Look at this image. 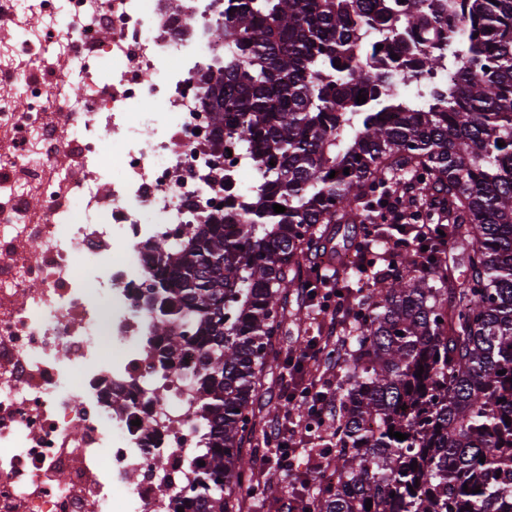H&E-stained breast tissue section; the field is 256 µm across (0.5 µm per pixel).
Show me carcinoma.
Masks as SVG:
<instances>
[{"label": "carcinoma", "instance_id": "obj_1", "mask_svg": "<svg viewBox=\"0 0 512 512\" xmlns=\"http://www.w3.org/2000/svg\"><path fill=\"white\" fill-rule=\"evenodd\" d=\"M414 2L224 3L217 35L232 52L203 77L205 104L259 186L176 232L179 246L146 243L149 344L163 370L198 356L199 460L183 494L156 486L173 512H232L252 482L262 373L342 224L356 260L336 278L353 308L327 352L334 424L313 443L334 454L336 480L315 486L313 512H512V0H462L458 19L448 0ZM442 71L444 92L425 82ZM387 194L420 224L445 215L448 250L418 267L403 247L377 269L392 228L371 213Z\"/></svg>", "mask_w": 512, "mask_h": 512}]
</instances>
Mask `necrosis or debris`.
Segmentation results:
<instances>
[{
  "instance_id": "1",
  "label": "necrosis or debris",
  "mask_w": 512,
  "mask_h": 512,
  "mask_svg": "<svg viewBox=\"0 0 512 512\" xmlns=\"http://www.w3.org/2000/svg\"><path fill=\"white\" fill-rule=\"evenodd\" d=\"M223 11L0 0V512H170L159 455L186 482L202 434L195 359L159 381L136 295L152 273L143 244L256 187L236 141L214 147L203 106ZM76 79L84 109L47 97ZM118 386L120 414L106 399Z\"/></svg>"
}]
</instances>
